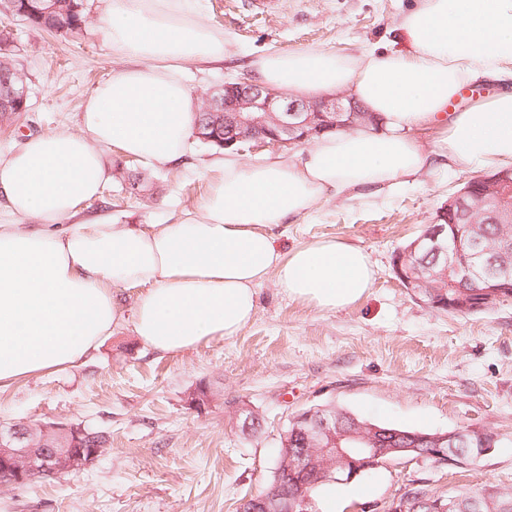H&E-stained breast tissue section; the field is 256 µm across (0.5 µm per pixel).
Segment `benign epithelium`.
<instances>
[{"mask_svg": "<svg viewBox=\"0 0 512 512\" xmlns=\"http://www.w3.org/2000/svg\"><path fill=\"white\" fill-rule=\"evenodd\" d=\"M222 111L207 124L197 128L195 137L202 142L221 141L228 149L241 148L246 144L279 146L302 145L306 141L328 131L350 127L354 107H347L340 96L315 101L292 99L285 93L265 88L257 83L244 90L240 85H224ZM478 217L509 218L512 216V168L481 175L466 184L465 188L448 197V202L437 212L434 224L410 247L422 246L435 254L448 253V232L458 236L456 225L472 214ZM406 252L395 254L393 270L402 284L413 294L419 280L403 268ZM460 281L445 279L441 290L434 294L428 305L443 311L467 312L482 310L493 303L512 298V278L505 273H489L480 278V286L466 291L462 284L471 281L467 265L455 267ZM212 400L210 391L196 387L188 392L186 405L194 411H202ZM294 434L304 438V452L294 456L283 437L281 460L286 472L310 471L317 460L327 469V478L338 483H349L364 472H369L390 460H397V449L386 446L390 432L360 424L351 430L336 423V409L314 408L302 411L291 419ZM476 438V457H481L493 446L491 435L481 429L466 432L415 434L410 439L415 444L404 448L417 452L418 443L430 446L429 456L437 464H448V450L466 441L465 435ZM97 433L81 424L46 422L36 425L12 424L0 426V483L21 487L34 478L52 480L62 475L81 471L94 465L102 456L103 448L93 443ZM264 512H297V506L312 504L310 497L287 502L271 495L262 497ZM431 512H457L459 499L452 496L426 501Z\"/></svg>", "mask_w": 512, "mask_h": 512, "instance_id": "obj_1", "label": "benign epithelium"}]
</instances>
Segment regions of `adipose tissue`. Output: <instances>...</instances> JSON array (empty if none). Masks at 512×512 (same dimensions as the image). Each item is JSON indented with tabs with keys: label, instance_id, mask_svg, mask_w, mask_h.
Wrapping results in <instances>:
<instances>
[{
	"label": "adipose tissue",
	"instance_id": "adipose-tissue-1",
	"mask_svg": "<svg viewBox=\"0 0 512 512\" xmlns=\"http://www.w3.org/2000/svg\"><path fill=\"white\" fill-rule=\"evenodd\" d=\"M103 33L137 66L112 73L86 98L81 133L29 138L0 162V387L92 355L123 324L168 354L236 335L274 279L289 299L320 310L351 306L376 268L361 247L321 239L283 251L272 226L366 188H391L443 161L451 169L512 164V91L448 113L467 84L512 76V0H417L399 23L400 48L357 54L277 52L251 67L263 85L317 96L344 90L379 121L315 139L301 159L225 162L195 211L171 224L85 222L113 147L147 163L179 161L199 103L185 63H218L223 31L196 0H108ZM436 134L434 144L419 138ZM138 289L131 314L117 287Z\"/></svg>",
	"mask_w": 512,
	"mask_h": 512
}]
</instances>
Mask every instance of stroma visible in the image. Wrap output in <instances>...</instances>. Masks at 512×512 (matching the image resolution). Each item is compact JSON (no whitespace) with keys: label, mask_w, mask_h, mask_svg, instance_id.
I'll return each instance as SVG.
<instances>
[{"label":"stroma","mask_w":512,"mask_h":512,"mask_svg":"<svg viewBox=\"0 0 512 512\" xmlns=\"http://www.w3.org/2000/svg\"><path fill=\"white\" fill-rule=\"evenodd\" d=\"M411 4L275 0L260 11L247 0H198L199 19L223 31L231 52L220 63L186 64L184 76L200 98L224 82L250 80L249 61L264 54L392 45ZM84 7L86 32L76 39L33 26L0 0V32L13 36L29 87L27 112L0 123V159L40 133L79 132L90 91L135 65V58L114 56L101 33L103 0H84ZM109 157L110 179L101 199L84 205V218L170 224L198 205L225 155L196 140L175 163L146 166L114 151ZM131 174L145 182L142 194L122 191ZM477 175L436 168L391 190L326 201L273 228L283 250L327 238L366 250L376 278L350 307H306L270 279L236 336L172 355L147 349L123 326L80 364L0 390L2 424L64 420L109 440L86 470L21 489L0 486V512H236L272 481L291 417L317 405L386 426L480 427L493 437L486 455L461 468L403 459L337 485L336 512H384L416 478L445 495L463 487L512 490V298L479 314H449L415 298L393 271L396 250ZM201 384L212 401L197 413L185 398ZM244 404L262 420L257 432L241 429L235 410Z\"/></svg>","instance_id":"stroma-1"}]
</instances>
